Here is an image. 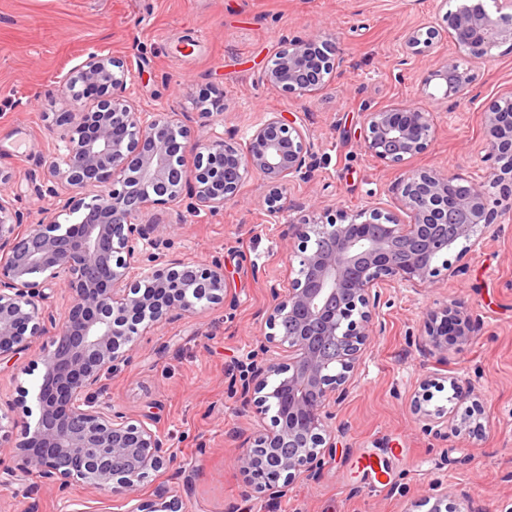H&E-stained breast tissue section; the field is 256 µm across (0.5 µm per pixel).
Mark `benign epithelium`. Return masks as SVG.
Returning a JSON list of instances; mask_svg holds the SVG:
<instances>
[{"mask_svg": "<svg viewBox=\"0 0 512 512\" xmlns=\"http://www.w3.org/2000/svg\"><path fill=\"white\" fill-rule=\"evenodd\" d=\"M512 0H461L445 12L450 38L471 60L512 43ZM426 38H421V35ZM410 30L405 45L430 46L440 31ZM341 62L335 38L314 35L274 56L261 78L289 94L314 93ZM127 61L90 52L69 72L65 93L75 102L96 99L92 112L65 115L48 166L45 193L60 201L58 219L35 224L0 190V361L27 351L54 329L44 348L38 417L26 424L10 452L23 472L64 489L81 482L113 501L137 502L134 512H175V504L144 499L140 483L171 466L154 421L135 423L112 403L92 395L105 371L131 359L137 338L163 322L225 302L224 268L204 267L158 253L170 224H144L153 206L216 212L237 198L248 173L266 187L267 212L282 213L283 189L312 169L305 129L282 112H264L251 126L244 150L213 132L205 141L172 115L137 109L127 94ZM444 86L443 99L474 102V77L446 58L425 78ZM435 136L430 113L396 104L368 114L359 131L365 151L400 164L426 153ZM482 143L490 162L488 183L444 170H408L391 193L397 208L378 202L356 213L311 212L286 225L298 270L281 291L270 286L265 363L245 367L241 394L275 424L256 425L240 462L259 490L283 495L299 479H315L336 452L331 408L344 399L376 332L381 289L432 287L435 261L449 241L480 244L477 232L499 231L498 201L489 188L512 190V92L483 111ZM65 292L61 321L52 311L56 289ZM470 315L458 305L427 313L418 346L448 367V346L471 336ZM276 377L275 382L269 378ZM415 396L414 411L428 428L449 422Z\"/></svg>", "mask_w": 512, "mask_h": 512, "instance_id": "obj_1", "label": "benign epithelium"}]
</instances>
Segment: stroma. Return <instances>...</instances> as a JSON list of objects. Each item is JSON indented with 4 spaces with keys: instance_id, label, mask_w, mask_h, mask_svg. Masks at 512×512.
<instances>
[{
    "instance_id": "obj_1",
    "label": "stroma",
    "mask_w": 512,
    "mask_h": 512,
    "mask_svg": "<svg viewBox=\"0 0 512 512\" xmlns=\"http://www.w3.org/2000/svg\"><path fill=\"white\" fill-rule=\"evenodd\" d=\"M441 20L434 0H0V167L12 171L8 192L32 220L57 211L39 188L67 130L59 115L95 108L90 98L72 105L61 81L96 50L141 70L128 89L140 110L180 114L199 139L217 131L244 146L264 112L293 114L308 132L314 172L285 191L296 211L269 217L263 184L250 175L223 210L159 206L145 215L174 225L169 254L223 265L230 297L139 337L131 360L103 379L102 398L130 419H154L176 455L166 473L145 479L143 493L165 486L180 512H429L442 493L449 512H512V223L474 249L453 245L446 258L455 277L439 274L435 287L419 293L384 290L381 328L354 388L333 409L336 453L315 480L271 500L239 463L253 420L240 393L241 367L262 361L269 287L288 283L282 225L314 210L365 208L387 198L402 172L365 152L357 133L369 112L392 103L432 112L435 138L410 168L479 181L488 175L482 110L512 88V45L492 48L489 63H471L478 98L449 118L442 86L426 76L459 49L445 38L414 55L403 40ZM317 33L333 35L342 49L323 90L300 97L260 80L267 60ZM211 87L222 93L223 111H205L200 93ZM445 303L464 306L474 327L448 350V375L477 387L462 403L451 401L448 376L437 375L416 346L427 312ZM42 353L38 345L0 365V414L21 394L34 406ZM429 375L428 409L455 420L438 434L413 411V393ZM368 457L387 468L386 486L374 487L362 466ZM76 503L114 512L85 485L57 491L0 452V512H70Z\"/></svg>"
}]
</instances>
